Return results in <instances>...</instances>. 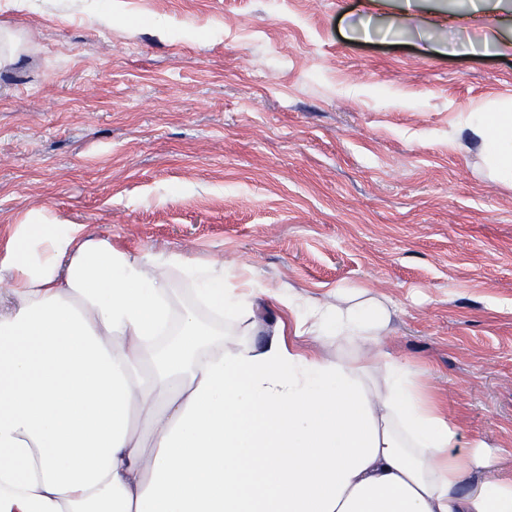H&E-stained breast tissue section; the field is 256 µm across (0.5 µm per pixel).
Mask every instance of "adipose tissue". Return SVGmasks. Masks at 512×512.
<instances>
[{"label": "adipose tissue", "mask_w": 512, "mask_h": 512, "mask_svg": "<svg viewBox=\"0 0 512 512\" xmlns=\"http://www.w3.org/2000/svg\"><path fill=\"white\" fill-rule=\"evenodd\" d=\"M453 16L512 53L504 0ZM457 145L512 188V103ZM394 313L30 211L0 228V512H512V475L389 351Z\"/></svg>", "instance_id": "obj_1"}]
</instances>
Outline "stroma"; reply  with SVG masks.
<instances>
[{"mask_svg": "<svg viewBox=\"0 0 512 512\" xmlns=\"http://www.w3.org/2000/svg\"><path fill=\"white\" fill-rule=\"evenodd\" d=\"M381 0H0V224L33 209L114 244L251 268L325 302L399 305L463 440L512 471V190L451 145L512 101V55L429 50Z\"/></svg>", "mask_w": 512, "mask_h": 512, "instance_id": "1", "label": "stroma"}]
</instances>
